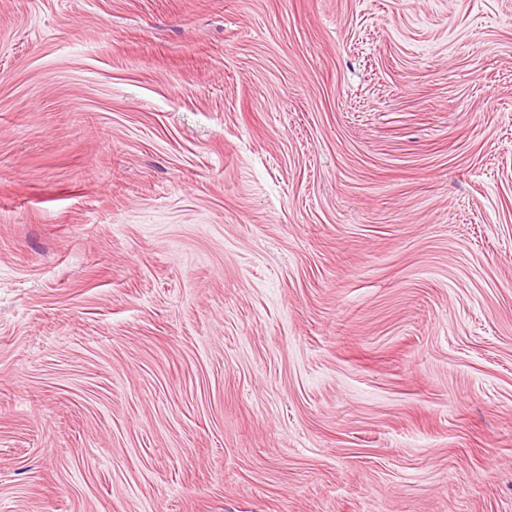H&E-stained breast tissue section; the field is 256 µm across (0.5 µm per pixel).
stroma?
Returning <instances> with one entry per match:
<instances>
[{"label":"stroma","mask_w":512,"mask_h":512,"mask_svg":"<svg viewBox=\"0 0 512 512\" xmlns=\"http://www.w3.org/2000/svg\"><path fill=\"white\" fill-rule=\"evenodd\" d=\"M0 512H512V0H0Z\"/></svg>","instance_id":"stroma-1"}]
</instances>
